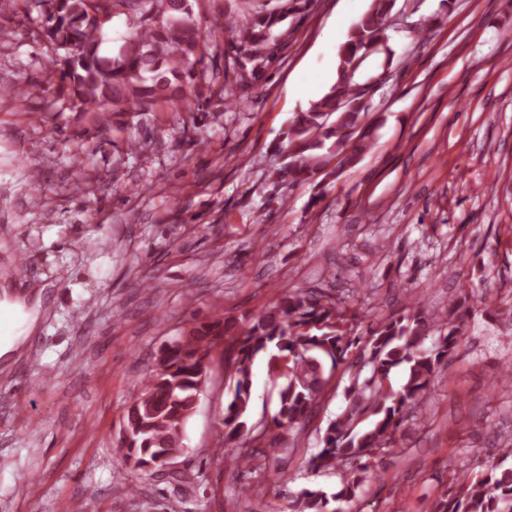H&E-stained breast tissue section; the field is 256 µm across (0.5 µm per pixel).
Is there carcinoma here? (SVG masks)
<instances>
[{"label":"carcinoma","mask_w":512,"mask_h":512,"mask_svg":"<svg viewBox=\"0 0 512 512\" xmlns=\"http://www.w3.org/2000/svg\"><path fill=\"white\" fill-rule=\"evenodd\" d=\"M249 3L248 23L227 42L224 96L244 98L258 74L274 60L279 36L273 27L294 10L297 0ZM395 0H371L350 28L338 52L337 81L303 112L286 132L288 158L276 178L291 184L316 180L331 160L352 166L372 146L375 125L366 122L360 83L354 81L372 52L382 58V44ZM36 36L48 45L46 69L58 79V94L76 112H147L165 105L198 112L211 98L208 48L194 13V0H37ZM130 15L133 32L108 52L101 51L106 25L119 10ZM347 302L320 289L282 294L257 317L192 325L160 349L156 366L142 378L128 407L119 461L130 472L153 473L167 459L184 452V427L196 411L207 379V359L224 344V370L231 400L224 410V443L238 450L224 462L252 468L253 462L295 451L273 431H301L329 389L335 370L350 374L345 404L328 420L322 448L310 469H351L332 494L303 487L291 498L292 512H355L356 490L373 467L375 455L396 449L395 435L415 412L441 363L461 340L466 313L456 302L439 314L423 296H410L401 315L370 322L360 332L350 322ZM269 357L272 377L282 380L275 413L253 422L251 364ZM404 383L392 384L393 372ZM512 448L485 478L457 500L452 512H512Z\"/></svg>","instance_id":"cac0c4a2"}]
</instances>
